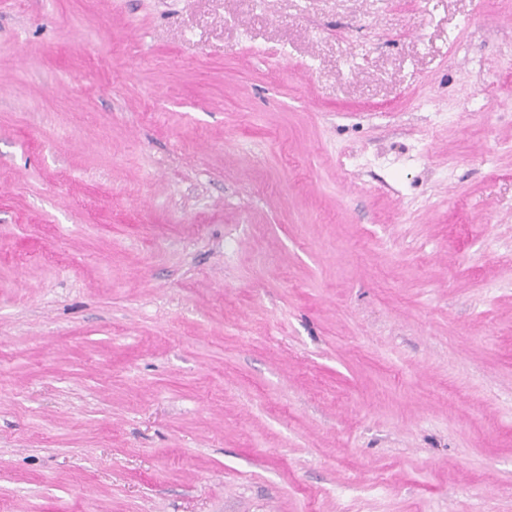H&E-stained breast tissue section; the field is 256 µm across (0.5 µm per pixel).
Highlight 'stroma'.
I'll use <instances>...</instances> for the list:
<instances>
[{"instance_id":"obj_1","label":"stroma","mask_w":512,"mask_h":512,"mask_svg":"<svg viewBox=\"0 0 512 512\" xmlns=\"http://www.w3.org/2000/svg\"><path fill=\"white\" fill-rule=\"evenodd\" d=\"M0 512H512V0H0Z\"/></svg>"}]
</instances>
